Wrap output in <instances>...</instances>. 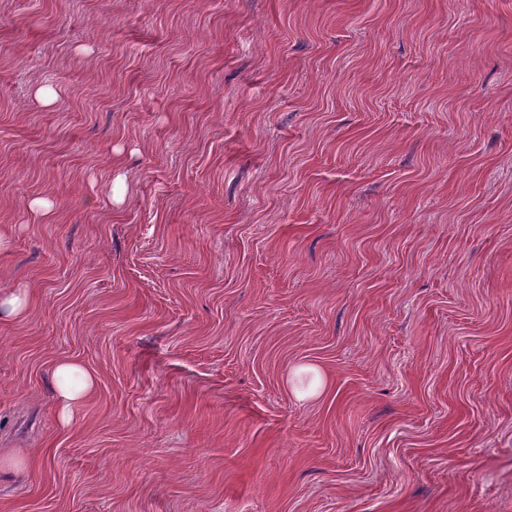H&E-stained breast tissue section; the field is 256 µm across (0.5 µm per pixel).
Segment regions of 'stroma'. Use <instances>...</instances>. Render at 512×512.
<instances>
[{"mask_svg":"<svg viewBox=\"0 0 512 512\" xmlns=\"http://www.w3.org/2000/svg\"><path fill=\"white\" fill-rule=\"evenodd\" d=\"M12 294L0 512H512V0H0ZM96 383V374L83 364L69 359L56 363L53 370L52 392L63 426L71 423L74 409L93 391Z\"/></svg>","mask_w":512,"mask_h":512,"instance_id":"obj_1","label":"stroma"}]
</instances>
